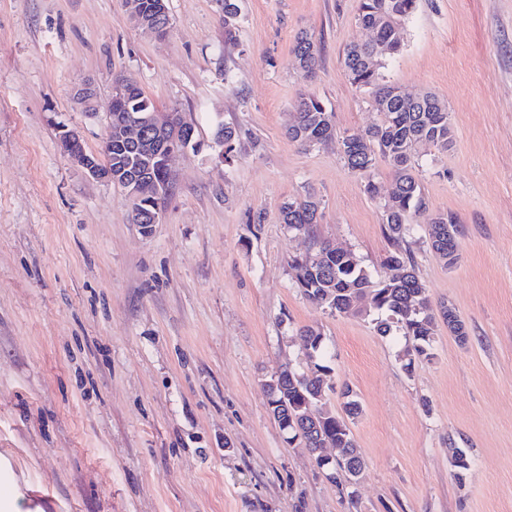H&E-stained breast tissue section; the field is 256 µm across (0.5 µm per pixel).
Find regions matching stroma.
Segmentation results:
<instances>
[{
    "instance_id": "1",
    "label": "stroma",
    "mask_w": 512,
    "mask_h": 512,
    "mask_svg": "<svg viewBox=\"0 0 512 512\" xmlns=\"http://www.w3.org/2000/svg\"><path fill=\"white\" fill-rule=\"evenodd\" d=\"M168 5L160 39L123 0H0V512H512V0H420L382 70L446 101L454 133L448 151L419 148L417 175L431 212L462 226L456 263L436 258L423 216L411 251L469 341L440 326L433 359L409 372L403 337L304 298L290 262L311 244L280 221L284 202L313 194L317 235L388 273L365 185L389 192L391 165L367 178L336 142L287 135L304 95L338 134L377 122L342 64L370 37L358 0H242L233 44L224 0ZM302 31L321 50L312 78L291 53ZM117 73L195 129L156 224L130 223L129 195L58 143L62 122L101 151L105 112L74 94L88 80L106 101ZM305 326L324 338L330 407L346 389L362 405L352 507L263 390L285 364L306 370ZM454 448L472 460L462 483Z\"/></svg>"
}]
</instances>
